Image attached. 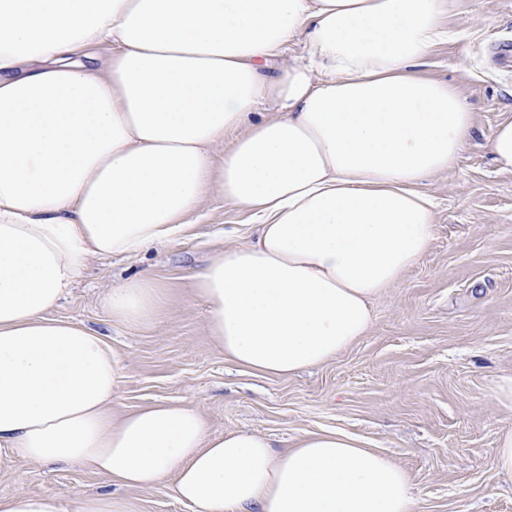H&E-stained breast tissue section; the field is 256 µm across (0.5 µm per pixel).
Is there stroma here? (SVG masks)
Segmentation results:
<instances>
[{
  "instance_id": "stroma-1",
  "label": "stroma",
  "mask_w": 512,
  "mask_h": 512,
  "mask_svg": "<svg viewBox=\"0 0 512 512\" xmlns=\"http://www.w3.org/2000/svg\"><path fill=\"white\" fill-rule=\"evenodd\" d=\"M455 37L421 71L452 84L474 124L455 167L424 189L435 201L434 241L374 306L367 334L332 361L291 377L257 375L208 339L205 304L189 276L215 254L249 244L246 211L209 195L185 238L129 257L89 263L55 317L103 336L118 363L114 415L156 401L200 409L211 432L251 430L276 449L306 432L336 429L390 455L411 476L421 512H512V478L491 457L512 429V173L486 148L512 114V0H448ZM151 275L160 290L150 321L112 320L104 293ZM79 464L18 461L0 475V495L101 490ZM130 512H190L167 484L121 492Z\"/></svg>"
}]
</instances>
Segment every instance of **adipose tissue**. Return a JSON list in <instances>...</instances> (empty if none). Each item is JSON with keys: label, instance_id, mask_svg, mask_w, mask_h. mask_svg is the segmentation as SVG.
Instances as JSON below:
<instances>
[{"label": "adipose tissue", "instance_id": "1", "mask_svg": "<svg viewBox=\"0 0 512 512\" xmlns=\"http://www.w3.org/2000/svg\"><path fill=\"white\" fill-rule=\"evenodd\" d=\"M448 0H0V473L78 462L107 490L0 497V512H128L169 482L192 512H419L407 472L333 430L275 450L201 412L112 413L118 373L53 311L94 258L182 237L208 193L253 243L189 278L225 358L291 376L336 358L429 250L431 198L473 118L417 69L452 34ZM300 56L284 60L289 43ZM114 45L108 58L96 50ZM235 133L223 158L211 153ZM151 276L108 290L148 320Z\"/></svg>", "mask_w": 512, "mask_h": 512}]
</instances>
